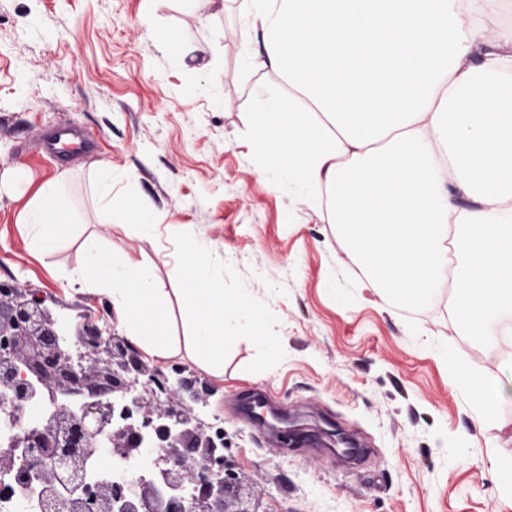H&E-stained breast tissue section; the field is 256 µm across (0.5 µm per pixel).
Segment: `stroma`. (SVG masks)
<instances>
[{
    "label": "stroma",
    "mask_w": 512,
    "mask_h": 512,
    "mask_svg": "<svg viewBox=\"0 0 512 512\" xmlns=\"http://www.w3.org/2000/svg\"><path fill=\"white\" fill-rule=\"evenodd\" d=\"M242 12V0L201 10L192 0H0V281H17L76 333L83 315L112 317L96 286L69 285L88 239L122 242L170 291L183 285L181 246L204 245L236 305L224 316L223 370L196 363L174 301L169 357L137 354L169 383L192 380L203 419L224 429L249 512H512L486 458L491 445L512 455V397L482 426L472 394L451 383L463 362L497 383L512 345L466 331L450 286L415 309L360 290L362 270L329 218L259 174L244 144L248 109L277 78ZM62 125L89 147L47 151L44 136ZM49 185L72 218L62 246L41 253L27 213ZM144 212L159 219L149 238ZM259 391L278 413L359 441L369 460L273 441L239 409Z\"/></svg>",
    "instance_id": "1"
}]
</instances>
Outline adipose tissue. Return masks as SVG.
<instances>
[{
    "instance_id": "1",
    "label": "adipose tissue",
    "mask_w": 512,
    "mask_h": 512,
    "mask_svg": "<svg viewBox=\"0 0 512 512\" xmlns=\"http://www.w3.org/2000/svg\"><path fill=\"white\" fill-rule=\"evenodd\" d=\"M264 67L282 91L256 100L248 141L318 214L330 215L365 288L415 308L452 282V314L480 337L512 312V27L490 30L484 0H244ZM37 247L70 222L53 187L31 210ZM75 285L95 283L118 324L163 358L168 292L121 245L88 242ZM177 298L202 368L224 360V289L205 249L190 248ZM481 386L467 366L455 385L477 404L512 393Z\"/></svg>"
}]
</instances>
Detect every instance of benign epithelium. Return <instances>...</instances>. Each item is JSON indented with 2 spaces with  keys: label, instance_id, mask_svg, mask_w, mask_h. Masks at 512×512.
I'll list each match as a JSON object with an SVG mask.
<instances>
[{
  "label": "benign epithelium",
  "instance_id": "7a95c632",
  "mask_svg": "<svg viewBox=\"0 0 512 512\" xmlns=\"http://www.w3.org/2000/svg\"><path fill=\"white\" fill-rule=\"evenodd\" d=\"M54 318L16 284L0 282V392L15 433L0 448V490L35 485L36 512H249L230 510L238 479L224 442L186 404L183 385L163 404L147 394L163 378L148 371L110 325L88 321L65 342ZM90 389L76 410L58 400ZM45 404L32 425L24 413ZM155 455L133 488L98 467L102 453Z\"/></svg>",
  "mask_w": 512,
  "mask_h": 512
}]
</instances>
